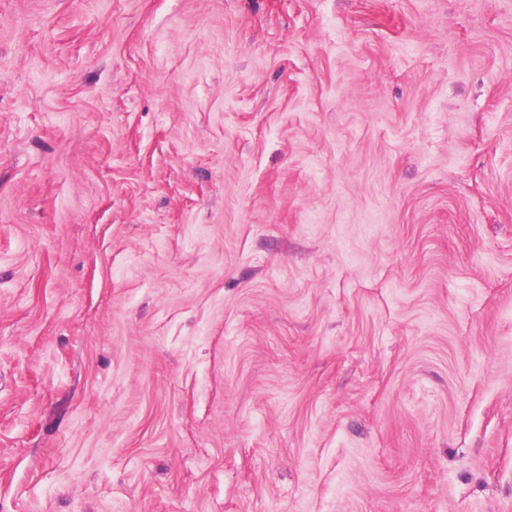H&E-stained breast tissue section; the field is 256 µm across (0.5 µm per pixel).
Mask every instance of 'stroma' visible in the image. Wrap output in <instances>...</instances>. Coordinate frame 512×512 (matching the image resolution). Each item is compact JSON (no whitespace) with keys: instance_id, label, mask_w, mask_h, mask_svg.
Listing matches in <instances>:
<instances>
[{"instance_id":"1","label":"stroma","mask_w":512,"mask_h":512,"mask_svg":"<svg viewBox=\"0 0 512 512\" xmlns=\"http://www.w3.org/2000/svg\"><path fill=\"white\" fill-rule=\"evenodd\" d=\"M0 512H512V0H0Z\"/></svg>"}]
</instances>
